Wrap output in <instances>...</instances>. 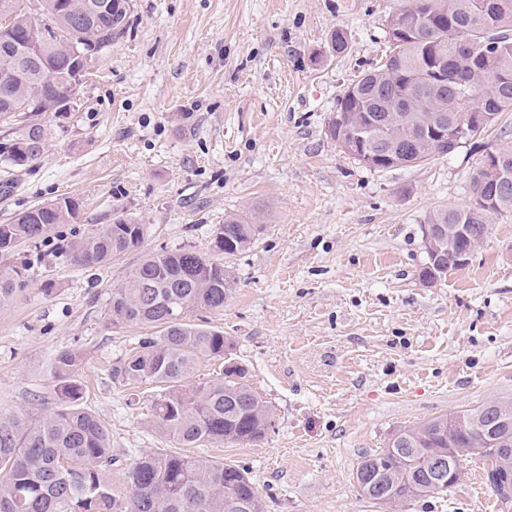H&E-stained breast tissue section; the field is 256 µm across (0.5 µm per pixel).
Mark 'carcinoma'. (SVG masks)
Instances as JSON below:
<instances>
[{
	"instance_id": "cac0c4a2",
	"label": "carcinoma",
	"mask_w": 512,
	"mask_h": 512,
	"mask_svg": "<svg viewBox=\"0 0 512 512\" xmlns=\"http://www.w3.org/2000/svg\"><path fill=\"white\" fill-rule=\"evenodd\" d=\"M42 0V10L56 18L59 41L38 49V61L16 62L0 57V112L32 116L25 136L7 147L10 159L23 165L41 156L51 138L43 116L67 112L78 94L74 84L77 56L72 45L100 53L112 38L125 33L130 0H105L91 18L89 0ZM398 0L387 21L394 30L385 60L364 72L336 105L328 123L331 139L347 142L367 137L373 169L412 167L452 154L477 137L448 142L425 133L431 122L453 129L463 113L479 106L499 116L512 112V0ZM40 19L15 7L13 28L3 41L39 27ZM502 175L492 196L476 181L473 206L433 212L429 224H466L474 236L486 238L490 224L512 213V147L493 149ZM73 203L62 199L29 209L12 224H0V251L42 238L55 224L73 217ZM254 215H230L217 233L224 262L211 261L183 249L163 250L146 257L112 289V324L140 325L156 335L137 341L113 368V378L138 389L157 388L151 404V426L181 448L217 447L224 443L251 445L274 426L273 409L248 384L243 366L227 364L212 380L196 381L204 364L225 358L232 340L213 326L191 321L194 310L221 311L232 293L235 275L230 259L254 243ZM143 225L118 219L70 244L65 253L77 265H102L137 249ZM25 265L0 270V295L24 288ZM82 357L62 350L52 361L56 406L35 424L0 425V512H266L249 473L239 465L159 448L134 459L126 471L127 494L119 496L109 479L115 464L106 425L82 406L78 379ZM502 410L482 404L464 410L465 417L499 416L497 448H512V398L498 399ZM401 446L367 453L358 463L354 481L361 496L379 504L389 498L401 507L428 497L436 463L448 457V440L458 450L473 445L474 435L448 436V415L416 425H400Z\"/></svg>"
}]
</instances>
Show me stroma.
Instances as JSON below:
<instances>
[{
	"mask_svg": "<svg viewBox=\"0 0 512 512\" xmlns=\"http://www.w3.org/2000/svg\"><path fill=\"white\" fill-rule=\"evenodd\" d=\"M396 0H132L128 31L99 54L73 110L50 117L43 154L3 148L25 117L0 118V224L61 198L76 210L41 240L0 252L26 264V288L0 301V424L55 406L52 360L83 356L85 406L120 460L110 478L167 447L112 369L143 330L110 320L112 290L146 255L216 258L224 217L260 213L233 258L223 312L197 310L231 336L234 357L275 425L251 446L209 456L246 467L267 512H384L353 477L392 430L512 397V215L498 217L462 269L427 284L421 226L468 203L484 148L512 146V112L428 163L375 171L327 134L353 80L384 58ZM349 46L333 52L336 30ZM124 218L138 249L79 266L63 246ZM450 491L399 512H498L483 464L464 460Z\"/></svg>",
	"mask_w": 512,
	"mask_h": 512,
	"instance_id": "35a3bbf8",
	"label": "stroma"
}]
</instances>
